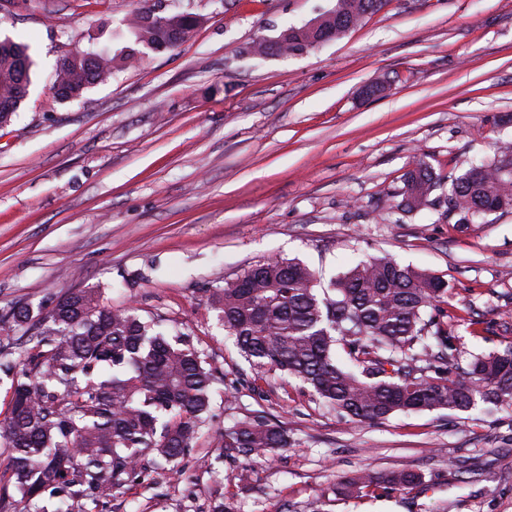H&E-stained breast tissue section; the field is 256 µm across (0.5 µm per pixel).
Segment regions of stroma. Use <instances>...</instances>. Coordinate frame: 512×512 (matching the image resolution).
Returning a JSON list of instances; mask_svg holds the SVG:
<instances>
[{"label": "stroma", "instance_id": "obj_1", "mask_svg": "<svg viewBox=\"0 0 512 512\" xmlns=\"http://www.w3.org/2000/svg\"><path fill=\"white\" fill-rule=\"evenodd\" d=\"M199 25L86 92L52 103L67 52L132 45L144 0H14L0 39L26 41L34 83L0 128V312L39 311L91 288L164 319L219 372L206 433L181 477L156 470L93 512H512V411L437 409L356 423L294 379L256 378L206 304L250 266L296 259L321 287L387 255L448 283L459 364L512 343V210L466 220L452 179L512 145V0H387L304 53L250 46L335 0H170ZM389 88L366 98L364 85ZM423 158L428 208L401 209ZM261 416L287 450L224 455V430ZM248 480H240L242 469ZM412 470L420 484L333 495L356 472Z\"/></svg>", "mask_w": 512, "mask_h": 512}]
</instances>
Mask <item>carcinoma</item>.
<instances>
[{"instance_id": "cac0c4a2", "label": "carcinoma", "mask_w": 512, "mask_h": 512, "mask_svg": "<svg viewBox=\"0 0 512 512\" xmlns=\"http://www.w3.org/2000/svg\"><path fill=\"white\" fill-rule=\"evenodd\" d=\"M162 0L136 12L128 28L139 50L116 58L105 50L76 52L54 69V100H76L112 77L114 62L142 50L179 45L196 14L160 11ZM384 0H336L335 20L317 30L290 26L267 48L295 53L338 39L378 12ZM31 61L24 46L0 40V126L11 123L27 95ZM512 147L482 159L452 182L448 205L472 218L512 209V172H502ZM437 184L419 157L406 173L407 212L430 204ZM239 354L260 378L278 373L311 388L324 403L357 422L397 413L482 406L512 409V345L457 363L444 328L448 284L389 256L358 262L319 290L315 273L294 259L247 269L207 297ZM20 306L0 314V329L27 333L34 320ZM36 349L18 361L0 349V371L11 377L9 415L0 439L13 469L0 487V512H48L45 502L97 497L121 487L150 455L171 465L204 434L217 371L204 350L172 337L162 320L105 305L95 290L67 292L47 312ZM343 352L349 365L338 361ZM288 446L279 425L245 418L224 430L230 454L262 456ZM407 470L360 471L336 486L350 498L420 482ZM14 493H9V488Z\"/></svg>"}]
</instances>
